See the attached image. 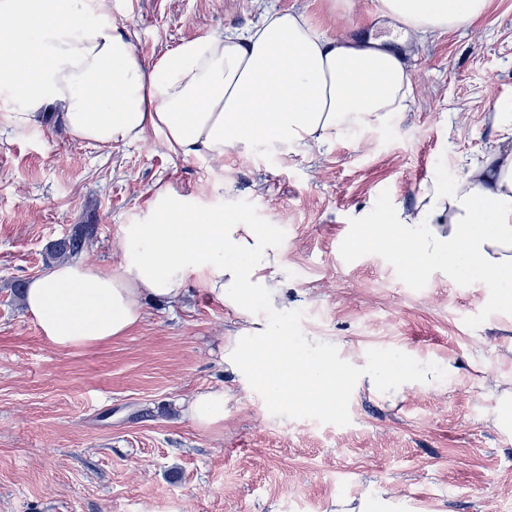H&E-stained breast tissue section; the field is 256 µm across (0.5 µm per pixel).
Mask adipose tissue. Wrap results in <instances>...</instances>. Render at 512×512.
<instances>
[{
    "label": "adipose tissue",
    "mask_w": 512,
    "mask_h": 512,
    "mask_svg": "<svg viewBox=\"0 0 512 512\" xmlns=\"http://www.w3.org/2000/svg\"><path fill=\"white\" fill-rule=\"evenodd\" d=\"M108 0H0V88L13 125L33 127L58 112L72 139L101 147L161 133L190 158L231 149L321 145L355 123L407 111L412 94L406 44L481 17L488 0H378L399 47L320 34L304 12H267L252 27L181 42L152 64L136 34L107 15ZM375 243L456 279L487 273L504 306L512 290V150L468 165L452 188L430 183L418 203L381 223ZM126 261L116 273L84 262L52 265L31 279L26 311L56 348L124 336L142 317L143 296L178 300L187 278L233 309L286 306L284 246L274 228L200 208L158 189L146 219L124 225ZM183 416L197 428L224 425V392L201 391Z\"/></svg>",
    "instance_id": "adipose-tissue-1"
}]
</instances>
